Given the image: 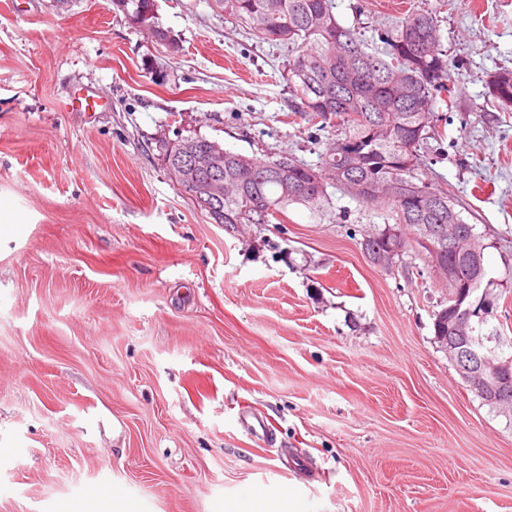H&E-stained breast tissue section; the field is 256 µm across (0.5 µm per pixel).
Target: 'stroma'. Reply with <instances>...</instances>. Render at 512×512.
<instances>
[{"label":"stroma","mask_w":512,"mask_h":512,"mask_svg":"<svg viewBox=\"0 0 512 512\" xmlns=\"http://www.w3.org/2000/svg\"><path fill=\"white\" fill-rule=\"evenodd\" d=\"M437 11L454 105L420 179L455 191L512 260V0H334L368 47ZM173 54L110 0H0V512H512V422L434 341L445 278L423 250L374 267L378 205L329 188L283 224H215L159 143L317 163L285 47L222 0H156ZM97 99L96 110L79 98ZM263 415L273 437L240 425ZM487 94L502 106L512 107V71L495 73L486 83ZM288 502V494L283 493L280 496H272L264 491L255 490L253 500L248 506L249 512H288L286 505Z\"/></svg>","instance_id":"35a3bbf8"}]
</instances>
